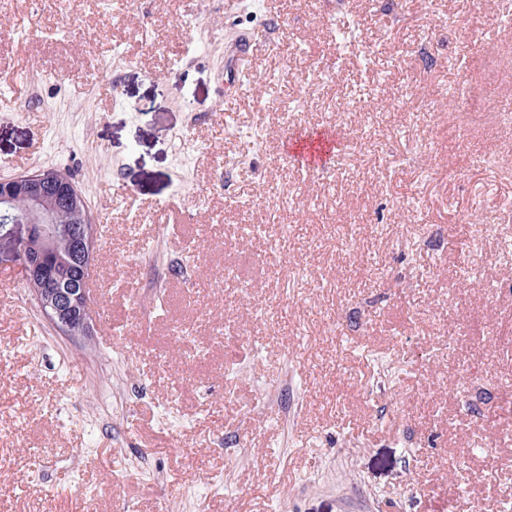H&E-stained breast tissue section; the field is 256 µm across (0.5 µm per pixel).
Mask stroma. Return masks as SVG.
I'll return each mask as SVG.
<instances>
[{
    "instance_id": "obj_1",
    "label": "stroma",
    "mask_w": 512,
    "mask_h": 512,
    "mask_svg": "<svg viewBox=\"0 0 512 512\" xmlns=\"http://www.w3.org/2000/svg\"><path fill=\"white\" fill-rule=\"evenodd\" d=\"M53 167L105 306L0 264V512H512V0H5L0 179ZM89 261L77 257L74 264H61L56 269L55 277L70 281L74 288H81L80 291L63 288L53 297L38 299L39 306L44 316L55 326V328L67 336H74L88 328L89 313L87 308L84 310L80 306L82 295L86 298L87 281L90 273L85 269Z\"/></svg>"
}]
</instances>
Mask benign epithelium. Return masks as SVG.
<instances>
[{"mask_svg":"<svg viewBox=\"0 0 512 512\" xmlns=\"http://www.w3.org/2000/svg\"><path fill=\"white\" fill-rule=\"evenodd\" d=\"M50 183L52 177L46 169L0 179V241L5 244L0 249V263L16 267L25 279L44 273L54 260L56 216L43 206L44 188ZM64 193L82 221L81 248L89 258L95 244V227L87 223L90 219L87 203L73 183L67 185ZM20 198L28 202L30 214L15 210ZM83 296H87L83 288L78 291L63 288L38 302L44 316L59 332L74 336L89 323L88 310L79 309Z\"/></svg>","mask_w":512,"mask_h":512,"instance_id":"benign-epithelium-1","label":"benign epithelium"}]
</instances>
